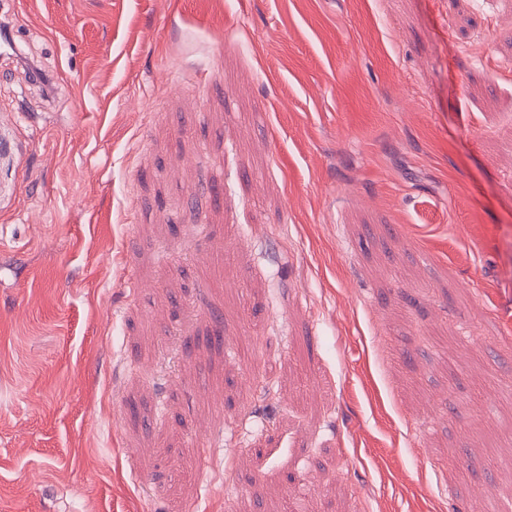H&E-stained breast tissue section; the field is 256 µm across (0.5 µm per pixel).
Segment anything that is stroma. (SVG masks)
Here are the masks:
<instances>
[{
	"label": "stroma",
	"instance_id": "1",
	"mask_svg": "<svg viewBox=\"0 0 512 512\" xmlns=\"http://www.w3.org/2000/svg\"><path fill=\"white\" fill-rule=\"evenodd\" d=\"M3 40L0 512H512V0Z\"/></svg>",
	"mask_w": 512,
	"mask_h": 512
}]
</instances>
